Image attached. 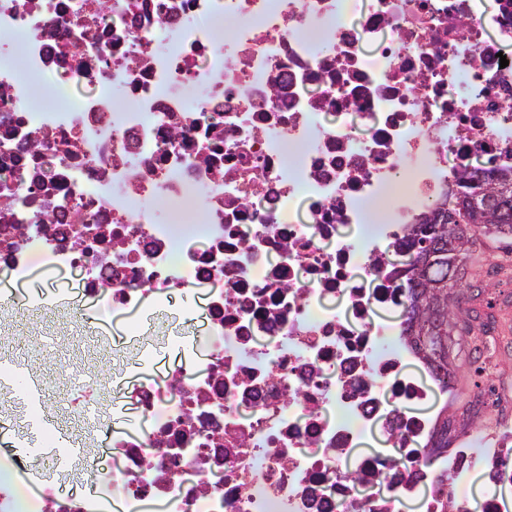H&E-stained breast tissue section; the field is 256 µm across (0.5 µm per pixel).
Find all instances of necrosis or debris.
Instances as JSON below:
<instances>
[{
  "label": "necrosis or debris",
  "instance_id": "necrosis-or-debris-1",
  "mask_svg": "<svg viewBox=\"0 0 512 512\" xmlns=\"http://www.w3.org/2000/svg\"><path fill=\"white\" fill-rule=\"evenodd\" d=\"M475 0H0V34L27 37L31 82L0 69V273L67 271L86 297L210 287L157 385L105 382L149 429L91 441L58 472L92 494L37 495L0 456V512H104L115 489L169 512H469L475 471L512 482V423L442 415L402 326L405 268L389 258L460 168L512 167V5ZM223 6L216 39L202 21ZM82 88L61 111L33 81ZM203 201V246L173 258L153 201ZM378 201L384 221L342 235ZM15 319H82L79 302L0 296ZM394 457L359 452L370 426Z\"/></svg>",
  "mask_w": 512,
  "mask_h": 512
}]
</instances>
